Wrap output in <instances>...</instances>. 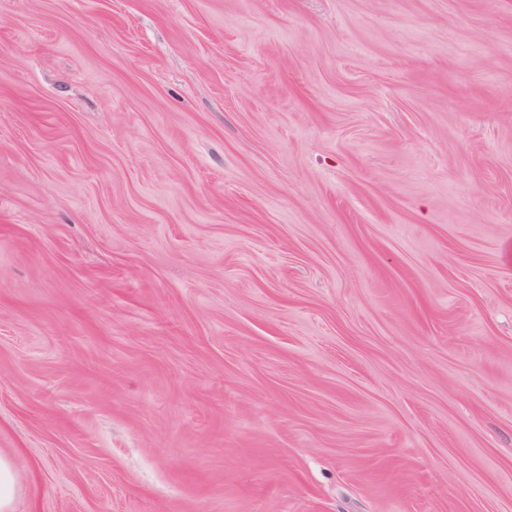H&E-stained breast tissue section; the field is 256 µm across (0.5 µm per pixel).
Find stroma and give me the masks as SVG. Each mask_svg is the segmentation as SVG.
Segmentation results:
<instances>
[{"instance_id":"1","label":"stroma","mask_w":512,"mask_h":512,"mask_svg":"<svg viewBox=\"0 0 512 512\" xmlns=\"http://www.w3.org/2000/svg\"><path fill=\"white\" fill-rule=\"evenodd\" d=\"M13 512H512V0H0Z\"/></svg>"}]
</instances>
